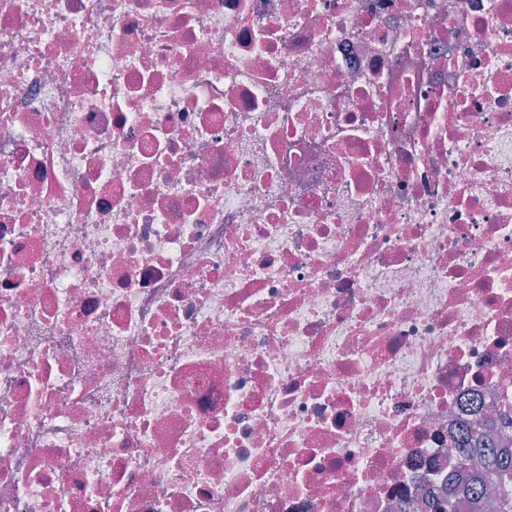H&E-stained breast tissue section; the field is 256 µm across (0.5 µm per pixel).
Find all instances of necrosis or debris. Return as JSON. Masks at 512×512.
Wrapping results in <instances>:
<instances>
[{"label": "necrosis or debris", "mask_w": 512, "mask_h": 512, "mask_svg": "<svg viewBox=\"0 0 512 512\" xmlns=\"http://www.w3.org/2000/svg\"><path fill=\"white\" fill-rule=\"evenodd\" d=\"M512 447V0H0V512H488ZM487 431L480 422L464 426L456 448L472 467L476 492H483L487 484L498 490L497 482L496 511L512 512V451L502 449Z\"/></svg>", "instance_id": "4bbe7bcc"}]
</instances>
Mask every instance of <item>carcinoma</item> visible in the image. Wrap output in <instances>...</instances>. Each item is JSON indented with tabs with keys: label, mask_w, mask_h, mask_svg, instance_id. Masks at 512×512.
<instances>
[{
	"label": "carcinoma",
	"mask_w": 512,
	"mask_h": 512,
	"mask_svg": "<svg viewBox=\"0 0 512 512\" xmlns=\"http://www.w3.org/2000/svg\"><path fill=\"white\" fill-rule=\"evenodd\" d=\"M457 450L472 467L475 490L481 493L488 485L499 486L495 508L512 512V451L503 449L480 422L463 427Z\"/></svg>",
	"instance_id": "cac0c4a2"
}]
</instances>
